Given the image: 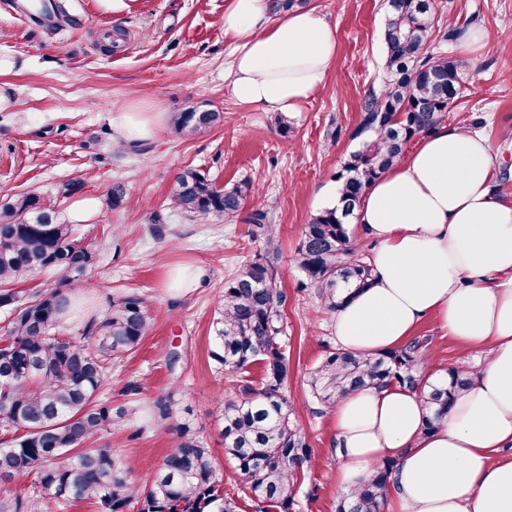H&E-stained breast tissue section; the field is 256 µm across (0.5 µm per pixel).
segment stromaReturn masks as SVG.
<instances>
[{
  "label": "stroma",
  "mask_w": 512,
  "mask_h": 512,
  "mask_svg": "<svg viewBox=\"0 0 512 512\" xmlns=\"http://www.w3.org/2000/svg\"><path fill=\"white\" fill-rule=\"evenodd\" d=\"M10 0H0V58L15 68L0 74V94L19 108L0 110V200L32 192L56 204L69 223L71 199L61 186L82 180L83 196L97 207L76 224L90 243L95 263L78 282L75 311L62 324L81 332L90 316L113 299L146 296L152 329L132 352L114 359L102 387L103 399L130 413L102 433L95 447L111 449L134 466L138 485L152 481L175 439L173 423L189 422L218 466L224 494L238 512H257L243 481L224 452L219 432L227 402L237 396L228 375L217 370L212 322L215 301L227 277L264 250L265 227L250 223L265 211L279 233L273 261L288 300L280 323L288 341L289 373L284 388L297 424L312 447L313 467L299 487L294 512H336L335 428L327 408L311 396L308 381L335 338L331 317L295 263L301 228L331 199L333 175L355 151L351 134L361 120L369 91L388 78L383 44L386 0H310L336 29L337 59L323 89L299 111L288 113L290 131L280 136L275 115L238 103L224 77L231 47L224 37L229 0H65L72 21L61 31L22 26ZM435 20L456 21L485 33L478 53L464 55L458 41L441 43L451 57H467L475 69L470 89L452 103L445 121L482 132L512 187V0H434ZM129 32L116 52L101 49L114 26ZM164 112L167 121L149 149L138 154L114 144L112 124L121 107ZM222 111L221 126L178 132L175 113L186 108ZM206 171L217 185L250 180L260 189L241 213L202 224L168 206L173 178L184 169ZM121 183L128 208L107 200ZM163 223H154L155 215ZM201 267L202 282L183 291L169 288L178 268ZM427 339L424 374H442L459 364L477 367L487 352L446 335L434 317L416 327ZM172 400L173 420L158 421L154 402Z\"/></svg>",
  "instance_id": "obj_1"
}]
</instances>
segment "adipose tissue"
I'll list each match as a JSON object with an SVG mask.
<instances>
[{"label": "adipose tissue", "mask_w": 512, "mask_h": 512, "mask_svg": "<svg viewBox=\"0 0 512 512\" xmlns=\"http://www.w3.org/2000/svg\"><path fill=\"white\" fill-rule=\"evenodd\" d=\"M224 35L235 99L263 112L297 111L337 57L336 31L319 14L276 20L267 0H230ZM115 122L133 142L155 137L163 115L127 107ZM350 229L377 244L374 280L333 313L338 348L393 349L432 316L489 357L430 432L414 393L347 394L331 410L337 486L358 489L391 460L386 512H512V195L497 185L487 139L440 124L367 186Z\"/></svg>", "instance_id": "ef3b65f1"}]
</instances>
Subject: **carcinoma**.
Segmentation results:
<instances>
[{
    "label": "carcinoma",
    "instance_id": "carcinoma-1",
    "mask_svg": "<svg viewBox=\"0 0 512 512\" xmlns=\"http://www.w3.org/2000/svg\"><path fill=\"white\" fill-rule=\"evenodd\" d=\"M432 0H389L384 49L390 78L380 93L370 92L355 131L358 150L334 174L336 202L302 227L296 260L323 308L334 312L342 295L370 284L373 269L359 257L348 224L366 187L394 165L410 141L440 125L455 99L472 79V66L434 51ZM224 113L188 110L177 113L176 129L194 133L223 124ZM258 189L248 180L219 187L207 174L186 169L169 190L172 208L206 221L231 220ZM266 256L246 264L224 281L213 321V360L239 383L241 397L224 407V450L236 465L253 501L276 512H292L298 480L312 466L307 436L292 418L283 393L288 379L287 345L278 323L287 295L277 287L271 251L274 232L266 235ZM94 252L59 221L55 205L34 193H20L0 205V309L9 320L0 335V486L35 476L39 490L55 503L82 502L97 512H236L224 496L209 449L176 426V441L148 487L130 479L132 466L107 448L85 443L112 430L128 409L112 408L100 398L112 358L134 350L151 329L149 301L143 295L112 300L102 317L90 319L83 340L56 331L70 314L71 288L92 265ZM54 271L58 280L33 295L16 287L35 271ZM424 342L372 355L330 349L312 372L310 389L331 408L359 388L402 386L419 395L431 431L448 417L458 393L469 384L464 366L446 369L437 384L418 366ZM262 369L261 386L249 380L250 368ZM388 461L356 491L339 495L336 512H384Z\"/></svg>",
    "mask_w": 512,
    "mask_h": 512
}]
</instances>
